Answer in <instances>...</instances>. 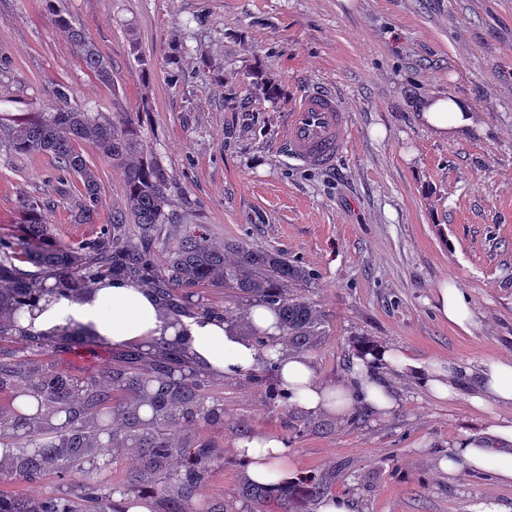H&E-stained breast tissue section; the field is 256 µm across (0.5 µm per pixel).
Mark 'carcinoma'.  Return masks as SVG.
<instances>
[{"label":"carcinoma","mask_w":512,"mask_h":512,"mask_svg":"<svg viewBox=\"0 0 512 512\" xmlns=\"http://www.w3.org/2000/svg\"><path fill=\"white\" fill-rule=\"evenodd\" d=\"M54 24L71 31L72 41L87 70L103 84H112V71L97 45L82 30L71 26L60 13ZM53 104L46 109H30L0 123V146L18 155H50L67 173L79 177V204L75 221L93 224L98 215L99 183L86 156L89 148L124 169L126 198L124 209L112 214L103 226L98 241L75 244L54 236L46 224L45 205L22 195L18 200L19 219L13 234L0 236V342H14L19 335L26 343V353L36 355L47 339L18 326L25 308L39 299L55 294L86 292L106 279L128 278L154 289L163 303L175 312L182 306L175 291L204 284L221 285L276 308L284 335L291 342H309L319 335L323 317L301 295L311 280L304 268L288 262L276 251L258 249L241 241H231L218 249L209 244L202 232H190L166 250L157 263L153 233L159 224L170 221L166 211L170 202L171 179L158 161L148 154L139 124L126 115L119 121L101 112H90L72 100L71 88L58 83L53 90ZM27 263L28 271L20 267ZM155 369L132 372L126 368L141 360L138 353L122 358L124 367L102 373L100 382H83V400H72L76 379L59 372L34 373L28 360L0 362V375L16 377L26 383L38 408L47 412L26 416L14 410L0 415V446L8 452L0 458V474L38 477L69 475L86 457L96 451L97 428L114 418L125 420L127 436L145 451L146 474L151 476L150 492L164 494L176 489L166 499L167 512H181V501L192 494L208 475L205 455L199 448H177L169 430L183 420L194 418L203 407L206 379L195 376L180 383L161 381V367L174 353L162 348L156 353ZM276 362L265 361L257 379L267 383L270 399H288L269 373ZM154 387L152 424L141 423L140 403L127 399L125 392H142L144 383ZM67 410L76 424L66 431L51 427V411ZM28 433L20 434L19 426ZM25 437L31 450L22 451L17 440ZM172 456L181 462V473L171 478L161 471ZM323 485L314 476H306L288 487L252 483L244 494L269 512H301L303 503L319 496ZM0 512H120L112 502V488L98 481L81 486L80 494L59 497L49 494L33 507L22 506L0 496Z\"/></svg>","instance_id":"1"}]
</instances>
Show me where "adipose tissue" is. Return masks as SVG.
I'll return each instance as SVG.
<instances>
[{"instance_id":"obj_1","label":"adipose tissue","mask_w":512,"mask_h":512,"mask_svg":"<svg viewBox=\"0 0 512 512\" xmlns=\"http://www.w3.org/2000/svg\"><path fill=\"white\" fill-rule=\"evenodd\" d=\"M418 119L441 139L467 138L480 128L470 99L459 96L426 98L418 105ZM440 318L463 332L475 325L471 299L455 283L441 282L436 290ZM244 315L254 334L266 335L269 347H259L253 337L242 336L229 317L178 318L167 314L160 297L141 283L115 278L96 284L81 296L56 295L41 299L33 318L19 325L33 333L52 334L63 327H80L121 348L127 345L146 352L160 347L180 351L193 369L213 377H235L258 369L266 357L277 361V384L287 393L290 406L306 415L349 417L358 408L387 415L396 400L387 383L375 373L377 366L412 376L421 389L439 401L467 397L476 408L512 407V359L497 358L474 372L456 363L426 361L403 350L380 346L355 359L350 384L331 386L318 376L311 357L286 352L280 344L276 311L253 302ZM501 454H493V447ZM512 419L498 418L487 436L458 440L452 455L440 458L438 468L448 475L460 470L487 473L503 485H512ZM244 473L253 483H288L298 477L288 459L285 442L272 434H249L233 444Z\"/></svg>"}]
</instances>
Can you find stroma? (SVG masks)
Returning <instances> with one entry per match:
<instances>
[{"instance_id": "stroma-1", "label": "stroma", "mask_w": 512, "mask_h": 512, "mask_svg": "<svg viewBox=\"0 0 512 512\" xmlns=\"http://www.w3.org/2000/svg\"><path fill=\"white\" fill-rule=\"evenodd\" d=\"M61 10L112 69L102 85L82 64ZM74 100L111 117L137 115L144 143L173 179L170 210L153 249L195 226L210 243L237 240L273 250L313 277L304 297L324 316L309 355L327 384H347L362 343L420 359L480 369L512 356V0H0V121L19 103L46 108L57 82ZM275 87L273 95L253 82ZM334 92L349 114V143L330 169L299 165L284 142L286 114L301 93ZM473 101L488 133L437 138L413 107L432 95ZM95 223L73 216L80 181L47 155L0 147V235L15 228L20 194L47 201L57 237L98 239L125 203L123 170L93 157ZM456 282L473 304L465 333L440 320L436 288ZM185 310L240 317L248 298L219 286L182 290ZM100 341L34 356V370L89 381L119 364ZM396 407L348 421L305 416L272 403L252 373L210 381L216 420L183 422L176 447L213 449L211 474L183 512H261L231 451L251 432L287 443L291 463L356 512H512V486L467 472L448 478L437 460L463 435H485L490 415L466 399L438 402L392 370ZM114 420L106 471L51 482L0 477V496L69 495L101 479L130 494L143 450Z\"/></svg>"}]
</instances>
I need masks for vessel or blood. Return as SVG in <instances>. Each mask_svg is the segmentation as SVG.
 <instances>
[{"label": "vessel or blood", "instance_id": "vessel-or-blood-1", "mask_svg": "<svg viewBox=\"0 0 512 512\" xmlns=\"http://www.w3.org/2000/svg\"><path fill=\"white\" fill-rule=\"evenodd\" d=\"M348 138L346 109L332 92H305L288 114L286 146L290 157L302 165L331 167Z\"/></svg>", "mask_w": 512, "mask_h": 512}]
</instances>
